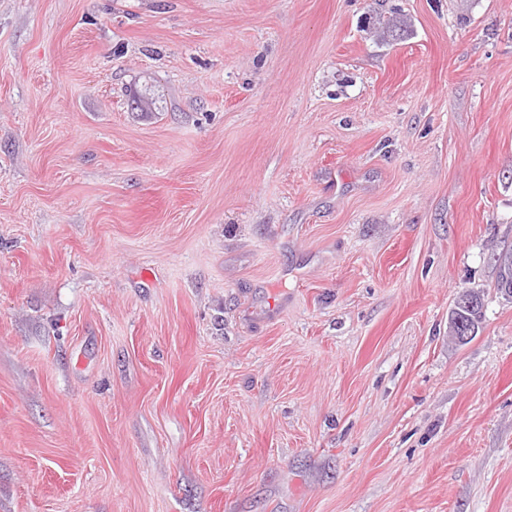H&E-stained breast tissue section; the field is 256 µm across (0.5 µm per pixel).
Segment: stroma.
I'll return each instance as SVG.
<instances>
[{"label": "stroma", "mask_w": 512, "mask_h": 512, "mask_svg": "<svg viewBox=\"0 0 512 512\" xmlns=\"http://www.w3.org/2000/svg\"><path fill=\"white\" fill-rule=\"evenodd\" d=\"M505 250L512 0H0V512H512Z\"/></svg>", "instance_id": "1"}]
</instances>
